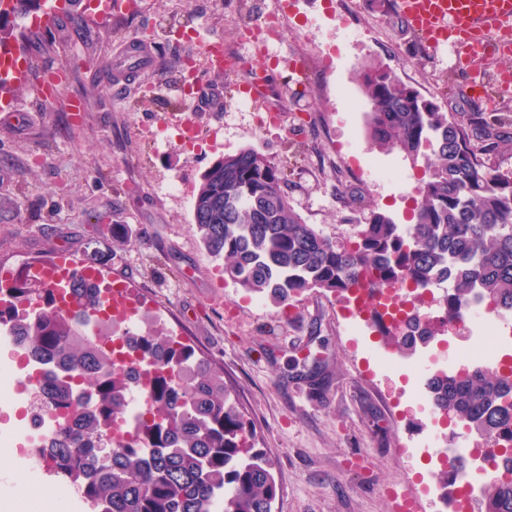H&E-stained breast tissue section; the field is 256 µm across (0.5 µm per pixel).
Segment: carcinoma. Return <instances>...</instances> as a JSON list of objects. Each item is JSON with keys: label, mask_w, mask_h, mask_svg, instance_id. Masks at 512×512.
Listing matches in <instances>:
<instances>
[{"label": "carcinoma", "mask_w": 512, "mask_h": 512, "mask_svg": "<svg viewBox=\"0 0 512 512\" xmlns=\"http://www.w3.org/2000/svg\"><path fill=\"white\" fill-rule=\"evenodd\" d=\"M359 79L369 105L370 148L397 152L422 169L412 223L396 224L372 209L354 236L328 238L292 208L282 189L284 167L253 148L226 155L203 173L193 219L207 252L224 260V276L276 308L309 290L350 303L374 275L362 309L383 340L409 353L461 320L473 300L512 309V172L486 164L508 140L507 120L479 111L452 118L378 60ZM450 269L446 320L426 323L419 342H407L399 327L383 322L387 289H425ZM76 295L85 314L59 311L46 290L24 331L14 324L9 331L22 336L34 357L61 364L48 397L65 408L77 389L94 397L77 428L59 427L55 457L62 470L86 478L96 512H212L219 500L224 512H272L280 493L273 462L255 447L253 425L224 371L163 333L140 341L149 402L133 438L114 442L100 457L96 442L124 410L132 369L118 361L117 349L99 345L112 335L97 317L109 299L81 284ZM429 391L434 408L477 431L486 444L481 454L499 462L501 477L483 488L479 512H512V366L436 373Z\"/></svg>", "instance_id": "cac0c4a2"}]
</instances>
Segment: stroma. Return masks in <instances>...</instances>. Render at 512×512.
I'll return each instance as SVG.
<instances>
[{
	"label": "stroma",
	"instance_id": "stroma-1",
	"mask_svg": "<svg viewBox=\"0 0 512 512\" xmlns=\"http://www.w3.org/2000/svg\"><path fill=\"white\" fill-rule=\"evenodd\" d=\"M272 13V50L294 64L290 74L255 53L245 31ZM15 32L31 52L28 77L12 93L28 125L0 126V267L66 245L105 278L128 276L159 323L223 369L257 447L275 460L281 496L273 512H392L388 488L408 481L422 492V512H440L438 469L416 452L429 413L408 399L413 377L377 360L392 348L331 294L307 291L282 311L226 280L222 261L200 243L193 202L213 162L251 147L286 164L293 209L326 237L353 236L354 221L372 208L407 223L421 173L368 148L359 67L381 60L457 118L476 107V86L506 59L454 73L449 48H416L415 33L400 31L371 0H296L286 13L281 0H135L112 17L79 0L54 26ZM133 38L146 39L152 67L122 86L104 84L98 63L120 64ZM214 38L239 59L223 77L202 62V44ZM325 56L331 67H320ZM190 59L199 62L198 87L183 102L174 87ZM258 77L278 111L262 127L235 92ZM43 81L55 85L48 104L37 94ZM74 99L84 102L83 117L71 112ZM184 118L197 127L195 146L152 138L160 120ZM382 169L393 178L373 181ZM352 190L363 203H352ZM477 327L465 316L416 356L438 357L439 369L450 370L457 351L478 343ZM315 363L326 375L317 398L300 379Z\"/></svg>",
	"mask_w": 512,
	"mask_h": 512
}]
</instances>
